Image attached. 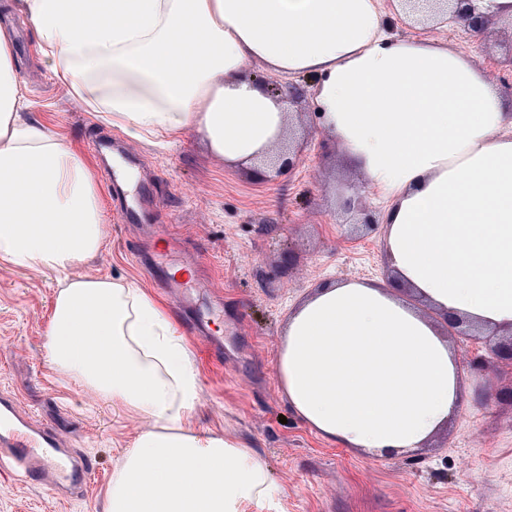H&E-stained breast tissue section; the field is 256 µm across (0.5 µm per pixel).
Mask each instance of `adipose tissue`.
Wrapping results in <instances>:
<instances>
[{"label":"adipose tissue","mask_w":512,"mask_h":512,"mask_svg":"<svg viewBox=\"0 0 512 512\" xmlns=\"http://www.w3.org/2000/svg\"><path fill=\"white\" fill-rule=\"evenodd\" d=\"M69 98L130 140L195 131L256 164L288 105L251 71L314 74L322 126L384 202L399 285L332 281L288 318L278 373L324 438L376 454L423 447L462 409L458 364L416 299L512 327V113L468 57L384 28L379 0H17ZM0 27V260L57 274L46 351L63 379L141 427L107 512H241L266 491L256 454L188 427L200 380L167 305L133 279L73 274L106 245L93 168L29 116Z\"/></svg>","instance_id":"ef3b65f1"}]
</instances>
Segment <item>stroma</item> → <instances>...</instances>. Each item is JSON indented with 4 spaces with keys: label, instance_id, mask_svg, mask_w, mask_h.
Segmentation results:
<instances>
[{
    "label": "stroma",
    "instance_id": "obj_1",
    "mask_svg": "<svg viewBox=\"0 0 512 512\" xmlns=\"http://www.w3.org/2000/svg\"><path fill=\"white\" fill-rule=\"evenodd\" d=\"M389 32L424 36L463 52L474 67L502 80L498 64L512 47V20L496 19L474 38L447 23L416 24L384 10ZM27 47L15 53L35 117L84 157L111 141L137 155L141 179L156 204L144 224L124 223L95 162L103 219L110 236L78 274L131 277L166 302L189 341L200 392L190 425L252 448L268 475V492L244 512H512V406L498 398L512 371L462 366L467 401L425 447L395 456L345 448L317 434L291 412L277 373L289 315L327 280L383 284L389 264L380 234L359 236V218L342 207L349 186L363 187L367 208L376 192L322 128L313 88L292 121L306 144L299 166L258 183L248 165L224 162L192 132L157 149L130 141L69 101L35 52L32 22L0 0ZM295 255L287 264V255ZM52 272H29L0 261V392L14 396L88 456L80 489L63 496L0 476V512H104L107 487L139 424L110 401H91L75 380L62 381L46 355Z\"/></svg>",
    "mask_w": 512,
    "mask_h": 512
}]
</instances>
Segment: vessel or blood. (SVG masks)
I'll use <instances>...</instances> for the list:
<instances>
[{"instance_id": "obj_1", "label": "vessel or blood", "mask_w": 512, "mask_h": 512, "mask_svg": "<svg viewBox=\"0 0 512 512\" xmlns=\"http://www.w3.org/2000/svg\"><path fill=\"white\" fill-rule=\"evenodd\" d=\"M79 466L71 449L49 428L33 425L29 411L0 394V470L53 490L65 488Z\"/></svg>"}]
</instances>
